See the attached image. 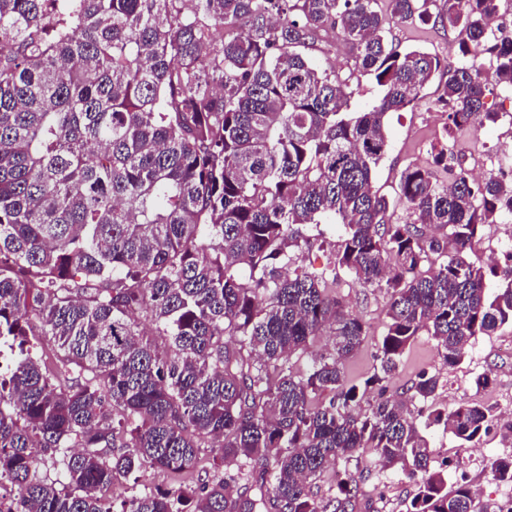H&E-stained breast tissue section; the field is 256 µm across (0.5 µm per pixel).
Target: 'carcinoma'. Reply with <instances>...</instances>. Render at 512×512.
Listing matches in <instances>:
<instances>
[{
	"label": "carcinoma",
	"instance_id": "obj_1",
	"mask_svg": "<svg viewBox=\"0 0 512 512\" xmlns=\"http://www.w3.org/2000/svg\"><path fill=\"white\" fill-rule=\"evenodd\" d=\"M378 2L0 0V338L18 348L0 369L7 512H358L364 448L411 483L405 512H475L470 485L431 467L416 417L471 445L495 425L511 440L512 419L475 399L437 406L427 372L371 395L422 334L454 366L512 325V267L491 270L492 292L468 260L487 220L512 218V185L473 181L443 148L449 183L408 168L393 203L372 178L387 114L435 79L452 126L496 122L477 59L512 87V40L494 37L499 0H444L436 16L434 0ZM434 17L459 29L454 62L387 35ZM338 36L380 91L361 112L349 79L305 54ZM325 223L341 236L318 274L294 251ZM338 269L386 298L359 383L344 366L367 329L328 286ZM31 336L57 342L55 365ZM205 450L209 478L112 508L99 496L142 469L191 475ZM330 464L343 473L317 498ZM492 473L512 486V452Z\"/></svg>",
	"mask_w": 512,
	"mask_h": 512
}]
</instances>
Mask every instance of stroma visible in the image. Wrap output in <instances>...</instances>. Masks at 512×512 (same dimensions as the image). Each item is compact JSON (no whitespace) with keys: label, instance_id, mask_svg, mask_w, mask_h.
I'll list each match as a JSON object with an SVG mask.
<instances>
[{"label":"stroma","instance_id":"1","mask_svg":"<svg viewBox=\"0 0 512 512\" xmlns=\"http://www.w3.org/2000/svg\"><path fill=\"white\" fill-rule=\"evenodd\" d=\"M390 34L401 46L420 48L443 60L453 58L458 46L457 30L441 22L398 23L391 26ZM315 61L349 77L356 91L352 100L354 110H362L375 97L376 88L370 76L350 72V52L343 41L333 42L327 55L316 56ZM434 92V85H426L419 106L390 113L386 119L387 152L373 173L372 185L387 198L397 197L401 173L409 167L429 169L438 179H445V172L433 163V147L445 148L449 154L466 159L471 166L480 164L486 153L512 152V99L493 92L485 102L491 110L499 112L497 122L451 132L447 129L448 112L435 99ZM322 230V236L311 237L296 251L298 265L317 271L332 266L339 228L326 224ZM492 251L501 256L512 253V223L484 225L468 258L484 267ZM334 290L368 330L362 347L345 365L347 376L359 380L371 374L377 365V347L385 333V298L377 290L355 285L343 274L339 275ZM422 370L439 374L443 382L436 394L439 405L452 407L460 399L472 398L506 411L512 407V327L505 326L492 335L478 337L463 362L453 367L438 355L434 340L426 335L418 336L407 348L398 372L389 380V393H401ZM485 371L491 374L488 385L475 387L476 375ZM425 435L435 451L436 466L447 472L449 482L466 479L476 492L477 506L489 504L501 508L502 512H512V489L494 481L491 471L492 462L511 452V445L494 433L475 447L460 445L452 434L439 427L426 429ZM362 462L369 468L360 484L362 504L369 512H400V502L410 490L405 478L396 470L375 467L371 453H364Z\"/></svg>","mask_w":512,"mask_h":512}]
</instances>
